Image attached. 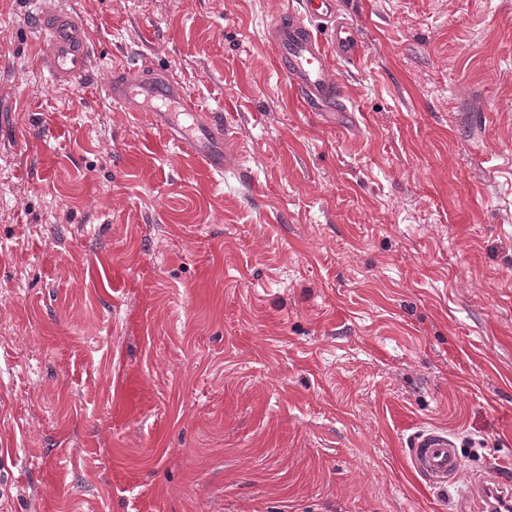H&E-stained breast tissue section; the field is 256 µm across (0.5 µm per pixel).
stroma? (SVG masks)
Wrapping results in <instances>:
<instances>
[{
  "label": "stroma",
  "mask_w": 512,
  "mask_h": 512,
  "mask_svg": "<svg viewBox=\"0 0 512 512\" xmlns=\"http://www.w3.org/2000/svg\"><path fill=\"white\" fill-rule=\"evenodd\" d=\"M61 2L95 66L55 85L0 0V512H481L512 481V0H340L330 112L265 40L298 0ZM124 66L230 126L224 175L99 94ZM428 426L445 491L408 465ZM407 453L413 470L435 488L447 490L448 484L461 478L458 448L443 430L432 428L415 433Z\"/></svg>",
  "instance_id": "35a3bbf8"
}]
</instances>
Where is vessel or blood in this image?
<instances>
[{"mask_svg": "<svg viewBox=\"0 0 512 512\" xmlns=\"http://www.w3.org/2000/svg\"><path fill=\"white\" fill-rule=\"evenodd\" d=\"M35 23L53 83L89 69V34L80 16L43 7ZM265 37L278 70L314 109L334 104L338 96L330 59L353 61L361 52L355 26L341 18L338 0H299L298 8L280 12L267 25ZM103 92L125 111L170 115L167 138L211 172L223 173L230 160L227 129L203 112L169 72L127 67L110 75ZM407 453L413 470L435 488L447 489L462 475L458 448L443 430L415 433Z\"/></svg>", "mask_w": 512, "mask_h": 512, "instance_id": "b4317fda", "label": "vessel or blood"}]
</instances>
